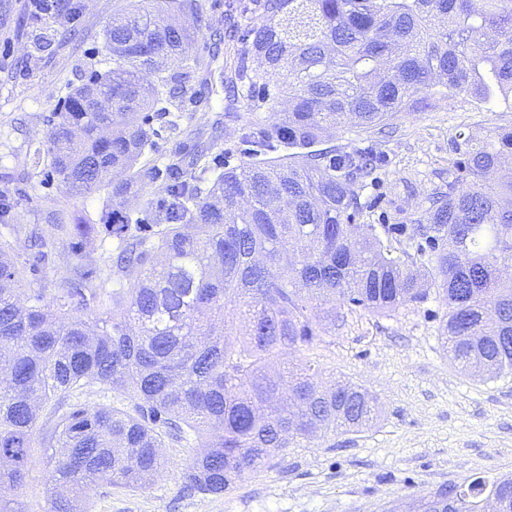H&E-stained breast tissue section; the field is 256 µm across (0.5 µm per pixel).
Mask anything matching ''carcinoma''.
<instances>
[{"mask_svg":"<svg viewBox=\"0 0 512 512\" xmlns=\"http://www.w3.org/2000/svg\"><path fill=\"white\" fill-rule=\"evenodd\" d=\"M202 0L130 3L106 26L112 69L72 89L49 120V161L70 190L111 187L100 240L153 229L112 259L129 287L107 294L91 328L74 312L82 289L22 304L17 270L0 255V488L20 486L42 404L63 405L99 384L132 410L71 404L48 438L58 449L48 512H80L88 483L144 489L166 466L170 439L200 441L184 473L188 496L233 490L287 448L319 432L358 431L377 416L361 385L323 388L310 369L283 362L320 337L336 307L391 316L431 294L447 308L442 339L469 374L512 375V128L465 139L448 187L415 219V252L384 241L386 225H351L359 185L379 160V138L428 104L442 84L479 107L512 102V0H253L247 53L227 83L243 91L238 116L248 160L217 171L201 151L146 159L168 101L183 98L197 57L186 55ZM256 64H251V61ZM155 75L150 83L146 76ZM286 103L278 121L254 113ZM367 134L371 148L327 146L336 127ZM153 184L137 216L129 197ZM79 254L94 226L54 224ZM512 512V477H476L415 499L414 512Z\"/></svg>","mask_w":512,"mask_h":512,"instance_id":"cac0c4a2","label":"carcinoma"}]
</instances>
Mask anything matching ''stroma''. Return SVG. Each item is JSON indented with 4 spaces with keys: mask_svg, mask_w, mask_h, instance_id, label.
I'll return each instance as SVG.
<instances>
[{
    "mask_svg": "<svg viewBox=\"0 0 512 512\" xmlns=\"http://www.w3.org/2000/svg\"><path fill=\"white\" fill-rule=\"evenodd\" d=\"M127 2L80 0L73 22L71 0H60L54 16L41 18L26 0H0V186L8 185L12 196L9 219L0 223V248L20 269L23 291L41 288L54 296L79 272L98 265V243L80 258L62 240L45 262L35 263L34 239L49 237L55 216L101 224L111 210V190L68 191L36 173L29 154L45 142L48 120L68 88L84 83L91 72L111 68L104 30ZM240 2L206 0L190 50L206 67L180 104L196 134L189 139L162 130L156 154L202 149L224 169L246 160L238 121L244 103L230 97L225 83L229 55L245 48L250 16L236 12ZM69 27L76 38H60ZM510 126L512 110L505 106L478 110L466 94L436 87L429 107L404 114L394 136L383 143V161L360 190L363 210L357 223L396 225L398 242L414 250L413 221L428 195L447 185L459 136L486 140ZM445 312L433 297L390 317L345 307L319 340L288 355L293 367L313 366L319 381L363 385L380 409L370 426L286 449L271 468L246 477L233 491L198 497L182 492L194 449L166 442L160 450L166 467L149 487L92 485L81 495L83 512H381L401 499L473 477L512 474V375L481 380L451 362L441 339ZM54 422L52 407H45L36 423L29 475L5 493L17 512L48 508L53 462L45 435Z\"/></svg>",
    "mask_w": 512,
    "mask_h": 512,
    "instance_id": "obj_1",
    "label": "stroma"
}]
</instances>
